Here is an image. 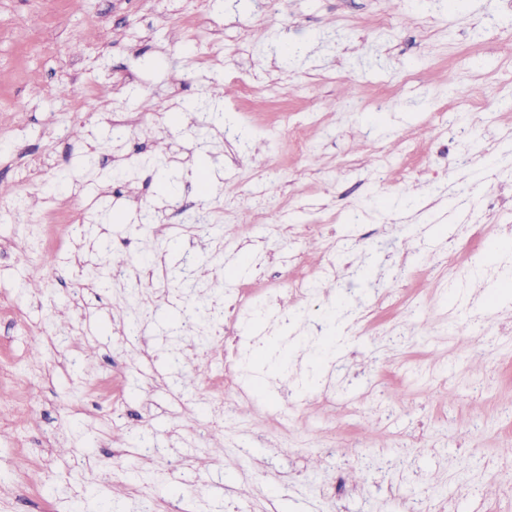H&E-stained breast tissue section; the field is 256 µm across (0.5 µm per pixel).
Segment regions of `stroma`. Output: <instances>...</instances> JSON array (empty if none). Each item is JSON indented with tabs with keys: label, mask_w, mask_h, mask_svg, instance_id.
Returning a JSON list of instances; mask_svg holds the SVG:
<instances>
[{
	"label": "stroma",
	"mask_w": 512,
	"mask_h": 512,
	"mask_svg": "<svg viewBox=\"0 0 512 512\" xmlns=\"http://www.w3.org/2000/svg\"><path fill=\"white\" fill-rule=\"evenodd\" d=\"M200 13L195 33L181 0H0V185L13 189L0 196V386L36 406L28 424H0V512H512L498 453L512 445V110L496 106L512 96V7L224 0ZM287 45L302 48L289 64ZM215 78L233 89L221 116L186 111ZM63 81L95 84L93 104L64 111ZM132 86L155 102L149 120ZM472 89L489 107L455 110ZM284 119L318 164L281 141ZM58 210L84 221L59 227L54 265L36 266ZM273 221L299 231L274 240ZM335 241L352 249L330 278ZM105 243L135 274L113 276ZM301 273L304 299L290 293ZM33 278L43 292H26ZM274 293L288 318L247 319L250 394L214 459L213 305ZM199 363L202 381L175 385ZM104 375L119 412L86 390Z\"/></svg>",
	"instance_id": "1"
}]
</instances>
